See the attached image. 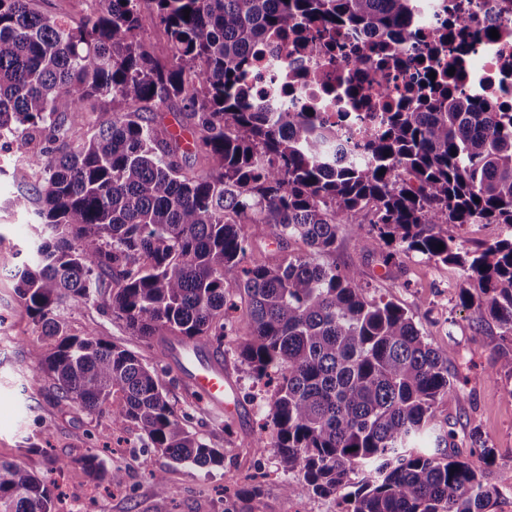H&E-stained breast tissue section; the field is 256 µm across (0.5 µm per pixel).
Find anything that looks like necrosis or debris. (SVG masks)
<instances>
[{
	"label": "necrosis or debris",
	"instance_id": "obj_1",
	"mask_svg": "<svg viewBox=\"0 0 512 512\" xmlns=\"http://www.w3.org/2000/svg\"><path fill=\"white\" fill-rule=\"evenodd\" d=\"M411 16L408 45L351 26L309 27L312 42L303 50L296 33L267 35L247 68L258 104L320 113L351 149L432 75L455 93L512 112V0H411Z\"/></svg>",
	"mask_w": 512,
	"mask_h": 512
}]
</instances>
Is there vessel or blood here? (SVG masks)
<instances>
[{
    "label": "vessel or blood",
    "mask_w": 512,
    "mask_h": 512,
    "mask_svg": "<svg viewBox=\"0 0 512 512\" xmlns=\"http://www.w3.org/2000/svg\"><path fill=\"white\" fill-rule=\"evenodd\" d=\"M163 345L186 384L207 401L213 411L224 409V398L231 384L222 362L204 358L198 347L178 340L164 339Z\"/></svg>",
    "instance_id": "1"
}]
</instances>
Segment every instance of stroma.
<instances>
[{
    "instance_id": "35a3bbf8",
    "label": "stroma",
    "mask_w": 512,
    "mask_h": 512,
    "mask_svg": "<svg viewBox=\"0 0 512 512\" xmlns=\"http://www.w3.org/2000/svg\"><path fill=\"white\" fill-rule=\"evenodd\" d=\"M14 164L0 151V461L15 462L57 484L58 502L75 512H345L349 487L320 495L302 474L282 470L273 451L257 452L249 443L266 423L270 394L255 383L235 353L237 337L224 340L220 356L236 391L233 413L215 416L183 382L158 344L132 336L112 321L98 304L61 307L58 320L68 335L95 331L136 354L143 363L168 369V399L188 430L210 447L222 449L220 465H174L147 452L136 427L113 432L108 413H88L71 401L53 397L52 382L34 369L29 350L38 344L52 349L15 291L14 274L34 239L30 216L16 212L10 200L18 186L5 172ZM332 262L344 271H358L367 300H390L407 309L431 345L448 356V371L462 388L459 400L439 406L438 422L456 430L479 428L496 453V461L512 460V373L503 367L512 359V339L493 321L482 322L475 309L459 304L455 287L476 288L456 267L435 263L417 253L401 256L399 266L383 267L364 253L349 225H340ZM51 435H44V427ZM93 453L110 469L127 472V486L117 490L94 481L81 459ZM162 473L170 488L166 501L153 489L152 473ZM298 492L288 495L286 483Z\"/></svg>"
}]
</instances>
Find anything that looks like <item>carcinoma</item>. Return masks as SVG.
Instances as JSON below:
<instances>
[{
    "label": "carcinoma",
    "instance_id": "cac0c4a2",
    "mask_svg": "<svg viewBox=\"0 0 512 512\" xmlns=\"http://www.w3.org/2000/svg\"><path fill=\"white\" fill-rule=\"evenodd\" d=\"M145 3L166 56L139 36ZM290 24L414 37L409 0H92L68 19L0 0V140L13 179L45 173L11 200L38 224L16 290L42 335L60 337L49 353L33 346L31 362L89 413L121 394L112 429L132 424L144 447L205 467L224 454L185 428L162 373L92 331L68 336L55 311L99 297L148 344L166 333L221 350L243 329L240 362L275 383L271 431L249 446L272 449L316 494L360 476L345 512H490L512 463L494 485L441 452L462 446L495 462L479 430L436 423L437 408L459 399L448 356L403 307L366 301L360 273L323 258L344 223L385 266L409 252L456 266L479 284L476 295L459 288L460 304L511 336L512 113L434 83L386 113L366 161L345 163L328 151L336 126L251 100L249 56ZM172 102L191 122L186 143L148 115ZM96 110L104 119L81 136ZM193 150L209 161L200 174L180 161ZM252 224L305 251L253 258ZM467 224H501L507 236L469 249ZM83 463L94 480L125 484L95 456ZM56 501L55 483L0 462V512H57Z\"/></svg>",
    "mask_w": 512,
    "mask_h": 512
}]
</instances>
